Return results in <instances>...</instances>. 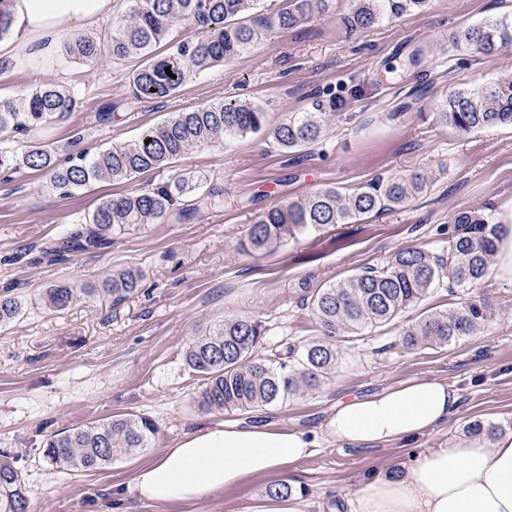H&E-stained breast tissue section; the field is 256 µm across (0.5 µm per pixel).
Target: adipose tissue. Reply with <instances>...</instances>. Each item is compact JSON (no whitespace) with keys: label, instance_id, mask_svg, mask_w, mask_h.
<instances>
[{"label":"adipose tissue","instance_id":"adipose-tissue-1","mask_svg":"<svg viewBox=\"0 0 512 512\" xmlns=\"http://www.w3.org/2000/svg\"><path fill=\"white\" fill-rule=\"evenodd\" d=\"M18 32L33 62L47 60L58 37L113 13V0H13ZM461 395L439 379H414L382 392L340 400L325 432L351 447L397 444L447 424ZM306 433L227 421L184 435L141 466L131 489L146 502L170 503L229 491L244 482L284 474L309 456ZM349 512H512V430L492 440L464 437L413 455L398 474L374 468L357 480Z\"/></svg>","mask_w":512,"mask_h":512}]
</instances>
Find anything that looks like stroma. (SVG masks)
<instances>
[{
    "label": "stroma",
    "mask_w": 512,
    "mask_h": 512,
    "mask_svg": "<svg viewBox=\"0 0 512 512\" xmlns=\"http://www.w3.org/2000/svg\"><path fill=\"white\" fill-rule=\"evenodd\" d=\"M350 0H331L326 13L283 31H261L234 61L192 77L178 93L131 101L134 62L110 57L84 61L57 51L31 66L18 44L0 71V96L18 97L42 81L76 99L69 117L31 133L56 162L133 142L174 112L234 98L260 103L270 123L335 100L323 139L294 154L264 134L194 149L170 167L129 180H102L65 195L47 172L26 167L0 175V290L15 289L24 306L0 326V451L11 454L26 485L30 512H262L277 476L251 479L236 490L191 502L141 501L129 490L136 469L174 447L199 426L233 420L264 422L306 432L314 452L288 468L304 512H324L336 492L351 495L367 469L403 466L423 451L464 436L466 423L512 424V285L494 277L471 288L488 299L494 318L475 335L444 348L408 350L399 334L419 310L457 302L440 286L391 326L363 331L338 344L341 359L316 391L262 409L202 410L201 379L184 364L189 343L224 318L263 321V346H301L315 325L298 301V284L312 277L337 281L391 259L404 247H445L450 216L460 210H512V128L461 134L432 120L454 89H472L512 76V46L486 56L453 49L450 32L512 14V0H429L420 12L379 22L356 38L340 18ZM419 65L409 66L414 50ZM112 117L99 122L101 107ZM423 174L428 188L405 206L353 224H340L280 244L263 255L241 243L268 209L330 185L352 190L374 177ZM204 176L221 207L182 220L115 235L107 249L72 251L67 233L101 199L150 188L171 177ZM130 269L141 279L117 299L88 294L112 273ZM67 284L79 294L62 311L38 302L46 288ZM416 378L448 381L461 392L457 414L439 430L402 445L356 449L324 431L337 401L382 391ZM118 414L152 419L147 448L94 473L52 466L45 439Z\"/></svg>",
    "instance_id": "35a3bbf8"
}]
</instances>
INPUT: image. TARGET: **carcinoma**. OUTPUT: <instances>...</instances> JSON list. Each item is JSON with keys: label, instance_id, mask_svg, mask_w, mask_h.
I'll use <instances>...</instances> for the list:
<instances>
[{"label": "carcinoma", "instance_id": "cac0c4a2", "mask_svg": "<svg viewBox=\"0 0 512 512\" xmlns=\"http://www.w3.org/2000/svg\"><path fill=\"white\" fill-rule=\"evenodd\" d=\"M128 9L112 22L107 43L89 36L66 40L67 54L95 60L102 47L112 61H139L132 72L133 99L165 98L178 91L193 71L230 62L247 51L258 38L254 25L271 30L291 29L322 15L328 0H285L268 10L265 0H125ZM342 17L350 34L361 33L384 19L420 12L428 0H352ZM184 22L199 30L194 37L171 36ZM13 25L11 0H0V39ZM449 42L456 48L475 50L486 56L512 45V18L504 16L486 23L457 29ZM176 78H170L165 68ZM76 107L70 92L52 83L32 88L21 98H0V131L26 134L36 128L65 120ZM433 119L460 133L492 127H512V77L478 88L450 91L444 95ZM328 113L315 104L312 112H293L276 125L267 113L251 102H218L176 112L149 129L133 143L114 146L93 156L79 153L63 164L49 151L23 141L15 147H0V170L24 166L46 170L52 185L65 194L103 179L125 180L168 167L194 148L220 138L231 141L268 131L283 153L303 150L325 132ZM200 180L177 175L136 194L104 198L85 218L70 229V241L80 249L112 244V235L145 224L185 216L184 198L195 193L194 206L220 203L217 195L200 191ZM427 180L410 177L374 178L352 192L335 186L320 188L304 197L274 206L249 228L243 249L248 253L272 252L283 239L313 231L352 224L370 214L392 211L424 191ZM498 222L490 213L460 210L448 222V240L439 252L405 247L380 266H367L336 282L311 278L299 285L300 304L315 322L318 338L297 347L288 345L260 350L266 333L261 321L231 317L198 337L185 353V363L202 378L197 395L200 408L228 412L252 410L282 403L305 391L318 389L336 369L340 356L336 339L365 329L390 324L406 309L418 304L443 279L463 291L482 282L495 250ZM140 277L132 271L112 274L103 291L122 298L133 293ZM75 290L57 285L45 290L42 301L61 310ZM22 311L18 295L0 294V324L16 319ZM494 311L484 300L465 298L444 311L423 314L401 333L406 349L448 346L473 335L485 326ZM501 425L479 420L467 424L471 437L492 436ZM157 428L148 417L114 416L91 421L46 439V458L69 471L95 472L123 455L146 448ZM29 499L21 472L8 454L0 455V512H28Z\"/></svg>", "mask_w": 512, "mask_h": 512}]
</instances>
